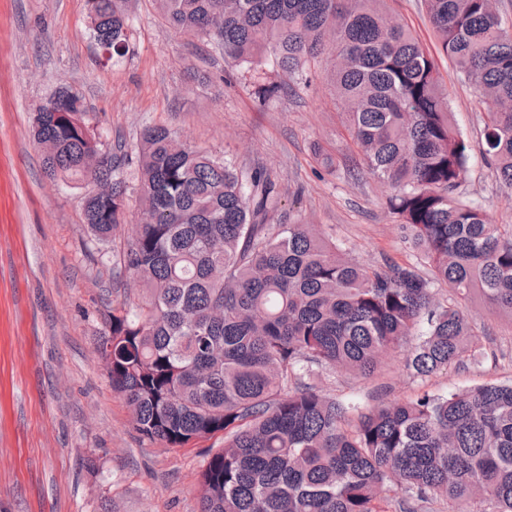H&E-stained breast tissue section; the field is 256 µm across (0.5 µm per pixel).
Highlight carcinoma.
I'll list each match as a JSON object with an SVG mask.
<instances>
[{
	"label": "carcinoma",
	"mask_w": 512,
	"mask_h": 512,
	"mask_svg": "<svg viewBox=\"0 0 512 512\" xmlns=\"http://www.w3.org/2000/svg\"><path fill=\"white\" fill-rule=\"evenodd\" d=\"M131 0H85L106 61L125 56ZM387 0H156L169 25L208 36L262 100L274 72L329 80L367 172L428 266L362 264L312 224H270L269 174L149 125L130 151L87 125L81 98L36 108L52 181L86 190L83 215L139 293L112 302V389L134 429L168 448L224 435L199 480L200 512H512V381L359 409L327 372L370 378L408 350L417 376L498 359L466 313L473 294L512 322V225L457 189L467 146L433 58ZM441 51L486 103L485 160L512 188V31L492 0H424ZM137 233L121 237L122 226ZM450 289L436 298L437 286Z\"/></svg>",
	"instance_id": "cac0c4a2"
}]
</instances>
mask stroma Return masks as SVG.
Here are the masks:
<instances>
[{
	"label": "stroma",
	"instance_id": "stroma-1",
	"mask_svg": "<svg viewBox=\"0 0 512 512\" xmlns=\"http://www.w3.org/2000/svg\"><path fill=\"white\" fill-rule=\"evenodd\" d=\"M388 7L434 57L448 90L468 145L459 194L492 223L512 225V189L482 155L485 104L440 53L423 0ZM131 15L128 53L104 64L85 0H0V512H199L198 479L211 448L223 445L214 438L168 448L143 438L112 389L97 344L110 331L113 300L134 284L103 265L106 247L83 222L82 190L43 174L29 126L59 88L82 97L86 121L105 141L120 136L132 146L145 126L162 125L237 169H263L281 195L275 223L318 225L364 264L419 260L386 206V188L345 167L352 144L326 65L309 86L263 103L227 81L234 64L213 40L172 29L155 0H133ZM319 148L343 166L324 169ZM469 318L508 360L422 379L400 350L372 378L331 373L320 385L362 407L512 381V324L481 296Z\"/></svg>",
	"mask_w": 512,
	"mask_h": 512
}]
</instances>
